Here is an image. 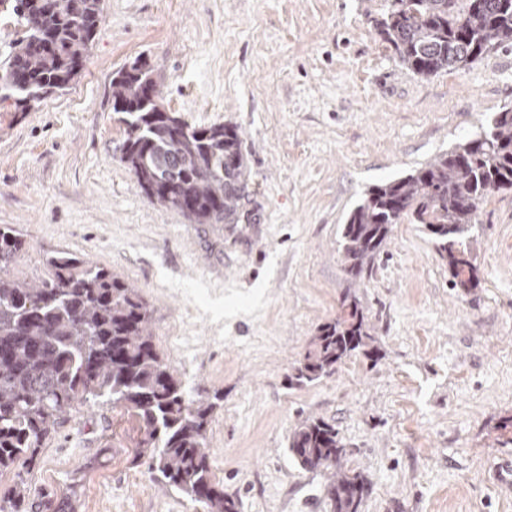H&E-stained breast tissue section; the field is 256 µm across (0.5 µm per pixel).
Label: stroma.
<instances>
[{
    "label": "stroma",
    "mask_w": 512,
    "mask_h": 512,
    "mask_svg": "<svg viewBox=\"0 0 512 512\" xmlns=\"http://www.w3.org/2000/svg\"><path fill=\"white\" fill-rule=\"evenodd\" d=\"M391 0H103L81 74L27 112L0 103V225L25 249L10 274L47 278L66 249L134 285L188 393L220 391L211 465L241 512H330L326 477L288 452L304 419L334 423L361 512H512V191L480 203L467 240L481 282L454 287L419 224L394 225L350 285L343 224L402 178L512 108V46L429 78L378 35ZM144 65L193 127L237 128L252 193L240 229L193 224L120 160L111 81ZM378 360L356 356L289 387L345 294ZM141 422L98 400L64 422L28 478V512H201L135 462Z\"/></svg>",
    "instance_id": "obj_1"
}]
</instances>
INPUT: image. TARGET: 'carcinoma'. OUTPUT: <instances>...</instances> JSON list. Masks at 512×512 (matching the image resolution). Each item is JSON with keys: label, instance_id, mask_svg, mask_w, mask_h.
Returning a JSON list of instances; mask_svg holds the SVG:
<instances>
[{"label": "carcinoma", "instance_id": "cac0c4a2", "mask_svg": "<svg viewBox=\"0 0 512 512\" xmlns=\"http://www.w3.org/2000/svg\"><path fill=\"white\" fill-rule=\"evenodd\" d=\"M22 28L0 62V102L26 112L67 88L83 68L103 19L102 0H0V13ZM381 40L421 77L473 63L495 44L512 43V0H392L378 24ZM112 101L125 125L120 159L146 195L194 224L238 223L248 196L241 137L228 125L191 127L160 103L148 70L112 78ZM512 191V108L493 126L413 173L370 188L341 232L350 283L371 273L392 226L422 224L441 240L453 285H480L465 239L478 206ZM22 235L0 226V512H25L29 486L22 469L71 414L98 398L137 417L144 436L135 459L149 461L159 484L176 489L203 512H240L210 463L209 431L224 395L187 394L178 370L156 349L151 316L136 288L111 271L64 249L46 257L48 278L16 280L10 266ZM376 339L354 296L320 326L288 385L312 384ZM289 452L301 467L328 472L333 512H360L367 483L342 467L347 449L336 425L307 418L292 432Z\"/></svg>", "mask_w": 512, "mask_h": 512}]
</instances>
